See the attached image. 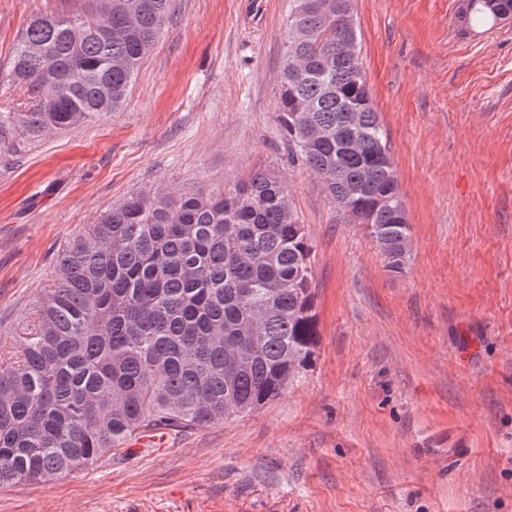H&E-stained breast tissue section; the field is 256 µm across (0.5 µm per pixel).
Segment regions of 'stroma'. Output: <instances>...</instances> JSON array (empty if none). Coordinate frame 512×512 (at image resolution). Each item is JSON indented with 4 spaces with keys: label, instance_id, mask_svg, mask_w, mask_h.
Returning <instances> with one entry per match:
<instances>
[{
    "label": "stroma",
    "instance_id": "stroma-1",
    "mask_svg": "<svg viewBox=\"0 0 512 512\" xmlns=\"http://www.w3.org/2000/svg\"><path fill=\"white\" fill-rule=\"evenodd\" d=\"M175 3L120 110L30 139L15 43L35 13L86 0H0V334L69 237L129 193L261 167L313 245L314 364L250 416L0 485V512H512V24H461L462 0H353L411 226L394 274L290 158L277 91L292 0ZM452 442L471 450L453 465Z\"/></svg>",
    "mask_w": 512,
    "mask_h": 512
}]
</instances>
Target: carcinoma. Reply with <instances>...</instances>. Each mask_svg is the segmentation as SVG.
<instances>
[{
	"label": "carcinoma",
	"mask_w": 512,
	"mask_h": 512,
	"mask_svg": "<svg viewBox=\"0 0 512 512\" xmlns=\"http://www.w3.org/2000/svg\"><path fill=\"white\" fill-rule=\"evenodd\" d=\"M278 109L289 145L388 271L408 266L404 202L359 56L351 0H293ZM468 20L494 27L483 0ZM174 0H92L77 16L34 15L10 77L38 95L37 137L118 110ZM306 227L283 178L258 170L229 188L143 190L58 252L56 275L0 342V485L84 470L136 436L244 418L314 362Z\"/></svg>",
	"instance_id": "cac0c4a2"
}]
</instances>
